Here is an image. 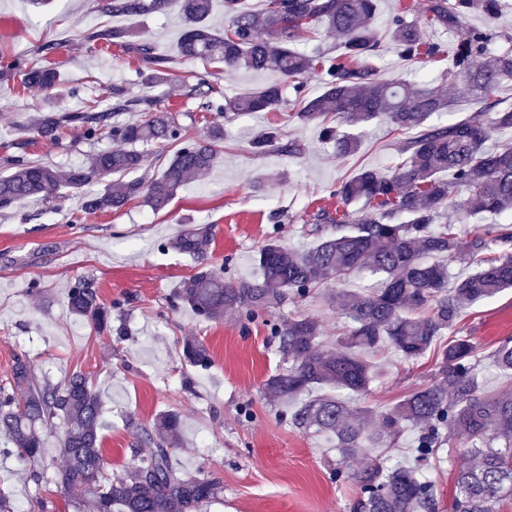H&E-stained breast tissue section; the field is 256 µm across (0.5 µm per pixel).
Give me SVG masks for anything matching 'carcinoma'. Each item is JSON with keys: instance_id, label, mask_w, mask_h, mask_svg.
Segmentation results:
<instances>
[{"instance_id": "carcinoma-1", "label": "carcinoma", "mask_w": 512, "mask_h": 512, "mask_svg": "<svg viewBox=\"0 0 512 512\" xmlns=\"http://www.w3.org/2000/svg\"><path fill=\"white\" fill-rule=\"evenodd\" d=\"M276 2L263 0L258 18L241 8V0H224L220 30L209 24L213 0H177L184 20L180 54L221 64L226 73L267 71L292 83L293 118L319 127L340 156L359 149L363 127L374 121L409 137L400 141L391 173L363 168L336 186L334 196L341 204L364 201L367 210L361 216L318 211L306 229L316 243L305 250L269 237L257 252L258 279L224 280V271L209 264L211 225H182L163 247L190 256L199 268L176 290L173 303L207 321L221 320L226 313L255 320L291 297L305 299L321 286H336L332 297L346 320L336 348L321 347V327L312 317L272 324L288 365L266 380V395L276 403L309 395L289 412L291 423L336 439L340 460L332 476L356 484L353 512H436L434 484L417 466L350 469V461L398 438L407 426L418 432L419 462L444 445L460 447L453 512H501L505 503H512V386L484 390L479 344L473 337H451L439 351L433 381L385 412L352 409L335 391L359 396L369 389L374 370L361 352L385 344L408 360L421 358L455 326L462 310L512 288V224H487L466 242L460 230L476 214L512 215V146L489 147L499 131L512 129V109L498 108L501 83L512 77V50L492 53V33L468 28L476 12L497 17L503 0H427L423 20L409 21L402 14L394 18L388 38L407 61L439 55L430 30L459 34L453 68L438 85L379 77L372 65L380 44L374 26L377 0H282L281 10ZM170 5L171 0H103L101 9L139 17L162 14ZM319 24L336 35V54L318 50L309 55L295 48L299 35L316 34ZM131 36L125 28H109L87 33L86 41L136 53L141 62L137 84L152 88L167 81L168 59L147 39L133 43ZM0 72L19 73L24 84L46 92L60 87L55 69L22 59ZM309 73L318 74L323 84V92L313 98L303 89ZM210 76L208 71L197 73L186 84L187 96L199 100L196 111L224 115L222 124L209 122L204 139L188 137L178 116L162 108L157 97L131 96L122 86L84 98L77 111L31 119L30 129L51 144L73 129L90 144L111 139L125 148L99 150L87 163L65 171L20 158L6 161L10 172L0 176V212L24 198H56L64 188L83 192V213L117 211L134 200L155 211L165 209L185 185L215 166L224 124L242 113L276 111L282 103L279 83L227 99ZM458 82L465 83L479 108L448 124L430 122L436 114L457 111L459 99L444 85ZM122 112H136L140 119L120 122L116 117ZM281 137L280 129L266 128L254 135L252 145L259 153H299L297 143L284 144ZM156 143L179 146L165 170L156 177L124 179L146 167L147 154L137 145ZM453 262L476 270L451 283ZM361 271L381 275L379 288L365 296L343 287ZM67 304L73 315L109 332L112 308L120 306L103 303L88 277L71 283ZM183 356L192 366L211 362L207 347L195 338L184 342ZM493 361L501 370H512L511 337L499 342ZM102 408L100 393L87 375L74 372L61 384L39 380L30 358L20 354L14 357L11 390L0 392V432L21 462L41 466L35 474L39 479L48 470L42 431L62 421L58 479L76 494L73 503L80 512H195L220 498L219 481L204 474H176L171 458L181 447L183 423L173 412L160 415L151 428L129 417L149 451L142 455L133 450L132 467L120 475L105 474Z\"/></svg>"}]
</instances>
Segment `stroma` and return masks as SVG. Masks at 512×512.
Here are the masks:
<instances>
[{"label":"stroma","instance_id":"1","mask_svg":"<svg viewBox=\"0 0 512 512\" xmlns=\"http://www.w3.org/2000/svg\"><path fill=\"white\" fill-rule=\"evenodd\" d=\"M178 12L174 5L164 14L127 18L102 13L99 0H0V62L21 56L38 63L42 46L53 45L50 60L64 85L62 93L51 96L24 88L20 76H0V172H6L9 156L64 170L95 152V145L74 131L55 145L35 132H22L39 112L78 109L81 91L91 88L124 84L134 95L148 91L132 82L139 65L132 53L86 42L93 29L129 28L152 38L169 64L167 82L150 91L170 112L190 107L184 81L206 66L180 55ZM432 39L443 53L429 61L408 62L384 47L374 59L379 75L409 82L439 79L457 37L440 30ZM293 97V90L284 88L281 111L244 113L226 124L220 163L185 187L167 210L156 212L135 201L119 212L86 214L70 224L64 215L79 210L81 201L69 193L57 211L24 199L0 214V389L10 387L13 359L20 353L33 361L38 376L56 383L75 371L90 376L104 401L101 435L112 473L131 466L132 450L140 445L126 414L149 424L160 413L178 412L184 430V443L175 452L179 475L202 472L224 486L223 497L202 512H351L357 497L353 482L331 478L339 458L334 441L294 428L265 394L264 381L284 365L269 326L234 315L206 322L188 308L172 309L174 292L197 264L160 247L180 222L214 225L213 265L223 267L225 278H251L258 272L257 251L270 236L291 248L311 244L305 225L317 210L335 211L339 181L363 167L392 170L398 138L386 125L367 128L359 150L341 157L315 126L292 118ZM271 125L280 128L284 140L299 144V154L254 152L253 134ZM83 276L95 278L102 300L114 307L113 325H124V332L98 331L68 313V287ZM296 315L320 322L324 345L342 332L344 320L326 288L288 300L272 318ZM456 329L480 344L486 391L512 384V374L489 361L499 341L512 336L511 289L463 310ZM191 337L207 344L208 369L185 362L183 344ZM435 357L431 351L407 360L390 348L368 353L381 376L360 405L389 409L432 381ZM62 436L58 424L44 432L45 455L54 467L40 483L16 456L0 455V492L13 504H24L25 512H75L57 481ZM453 464L447 449L440 448L422 467L437 488L438 512H452Z\"/></svg>","mask_w":512,"mask_h":512}]
</instances>
